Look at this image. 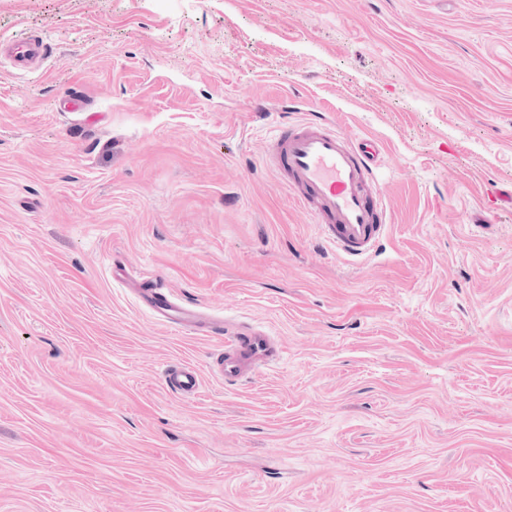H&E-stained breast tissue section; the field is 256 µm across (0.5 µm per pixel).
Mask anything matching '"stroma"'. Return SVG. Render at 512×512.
Listing matches in <instances>:
<instances>
[{"label":"stroma","instance_id":"1","mask_svg":"<svg viewBox=\"0 0 512 512\" xmlns=\"http://www.w3.org/2000/svg\"><path fill=\"white\" fill-rule=\"evenodd\" d=\"M24 33L49 57L0 61V512H512V0H0ZM312 108L387 161L356 272L264 165ZM116 266L275 363L224 384L223 337ZM135 288L141 301L157 320L170 324L186 334H223L224 326L202 319L195 310L177 302L171 293L163 290L153 275L145 274L142 278L136 279ZM165 385L181 396L196 395L200 389V374L195 367L185 362L171 363L163 371Z\"/></svg>","mask_w":512,"mask_h":512}]
</instances>
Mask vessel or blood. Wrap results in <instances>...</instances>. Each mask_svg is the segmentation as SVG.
Segmentation results:
<instances>
[{
	"label": "vessel or blood",
	"instance_id": "1",
	"mask_svg": "<svg viewBox=\"0 0 512 512\" xmlns=\"http://www.w3.org/2000/svg\"><path fill=\"white\" fill-rule=\"evenodd\" d=\"M47 54L37 36L0 40V57L18 70L41 67ZM379 154L374 141L351 136L337 124L313 116L275 127L266 158L268 168L284 175L283 186L298 207L318 225L322 244L357 269L377 253L390 227L378 189ZM135 288L157 320L186 334L223 335L216 371L226 384H236L272 363L273 347L266 333H224L220 323L202 319L177 302L153 275L137 279ZM163 379L169 390L182 396L196 395L200 389L199 372L185 362L167 365Z\"/></svg>",
	"mask_w": 512,
	"mask_h": 512
}]
</instances>
